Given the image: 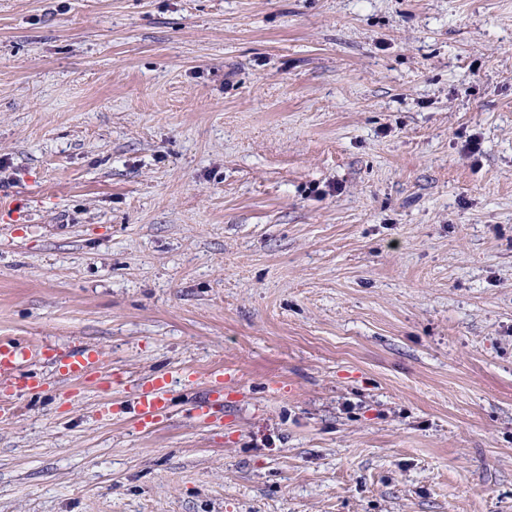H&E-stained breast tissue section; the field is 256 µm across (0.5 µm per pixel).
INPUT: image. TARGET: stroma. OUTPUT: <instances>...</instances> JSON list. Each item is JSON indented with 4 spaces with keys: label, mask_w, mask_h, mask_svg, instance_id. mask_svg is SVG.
I'll return each instance as SVG.
<instances>
[{
    "label": "stroma",
    "mask_w": 512,
    "mask_h": 512,
    "mask_svg": "<svg viewBox=\"0 0 512 512\" xmlns=\"http://www.w3.org/2000/svg\"><path fill=\"white\" fill-rule=\"evenodd\" d=\"M1 193L0 512H512V0H0ZM40 353L39 345L33 341H12L6 344L0 342V375L16 369L20 360L37 357ZM99 362V352L88 349H78L60 359L61 369L75 380L83 379L98 366ZM133 408L143 428L153 426L170 404L165 377H153L137 385L131 393ZM223 388L216 386L213 381L209 382L202 390L201 395L194 400V412L204 421H209L214 417L213 408L216 401L223 396Z\"/></svg>",
    "instance_id": "stroma-1"
}]
</instances>
